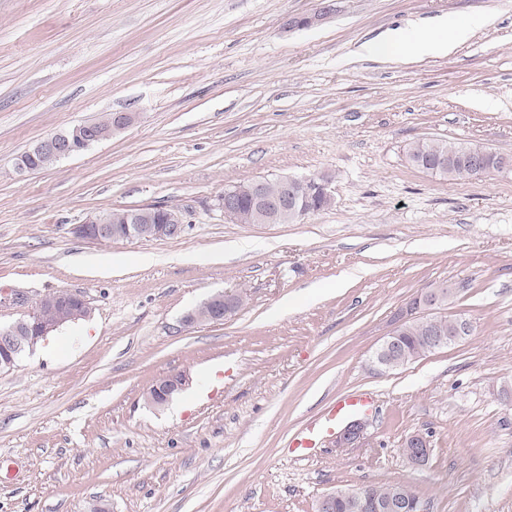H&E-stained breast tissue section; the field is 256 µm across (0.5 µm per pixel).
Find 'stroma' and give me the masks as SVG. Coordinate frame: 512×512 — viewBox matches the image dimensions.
Returning <instances> with one entry per match:
<instances>
[{"label":"stroma","mask_w":512,"mask_h":512,"mask_svg":"<svg viewBox=\"0 0 512 512\" xmlns=\"http://www.w3.org/2000/svg\"><path fill=\"white\" fill-rule=\"evenodd\" d=\"M0 0V325L45 294L89 316L0 370V512H315L336 488L405 482L428 512H512V172L450 181L420 138L512 157V0ZM446 57L380 61L389 31L463 26ZM132 126L20 176L16 157L103 114ZM331 178L291 224L224 216L225 187ZM181 211L176 239L100 243L116 208ZM464 342L386 374L373 349L431 282ZM242 306L183 325L210 295ZM182 375L163 407L152 386ZM373 392L365 440L298 457L296 433ZM428 435L420 467L408 436Z\"/></svg>","instance_id":"35a3bbf8"}]
</instances>
